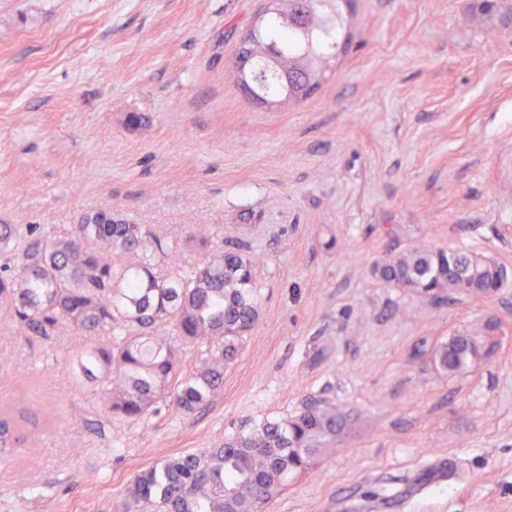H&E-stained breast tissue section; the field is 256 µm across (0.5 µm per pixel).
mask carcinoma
Segmentation results:
<instances>
[{"label": "carcinoma", "instance_id": "obj_1", "mask_svg": "<svg viewBox=\"0 0 512 512\" xmlns=\"http://www.w3.org/2000/svg\"><path fill=\"white\" fill-rule=\"evenodd\" d=\"M307 16L303 31L274 14L252 45L254 70L270 99L298 101L319 85L336 50L348 46L343 24L326 21L323 0H285ZM281 70L263 71L261 56ZM208 249L203 262L177 257L178 243L110 212L82 214L77 223L38 232L0 224V314L45 339L68 326L105 343H91L64 370L76 384L101 387L109 417L144 420L165 403L181 415L202 409L224 385L247 333L260 317L253 260L193 234ZM387 284L433 299L492 296L509 280L507 268L463 248L423 244L375 267ZM199 351L186 363L169 332ZM481 346L469 336L439 343L432 359L458 375L475 366ZM344 416L318 399L286 418H264L215 448L174 456L141 470L125 488L122 512H265L288 479L329 451ZM19 424L0 413V456L19 450Z\"/></svg>", "mask_w": 512, "mask_h": 512}]
</instances>
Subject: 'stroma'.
I'll return each instance as SVG.
<instances>
[{
	"instance_id": "35a3bbf8",
	"label": "stroma",
	"mask_w": 512,
	"mask_h": 512,
	"mask_svg": "<svg viewBox=\"0 0 512 512\" xmlns=\"http://www.w3.org/2000/svg\"><path fill=\"white\" fill-rule=\"evenodd\" d=\"M263 0H0V224L114 211L256 259L260 317L198 414L168 405L102 435L63 371L90 343L0 321V406L24 443L0 512H118L129 479L309 399L347 424L267 512H512V345L444 374L432 347L512 330V284L434 302L383 282L421 242L512 270V11L356 0L352 33L299 102L231 72ZM142 114L141 126L127 116Z\"/></svg>"
}]
</instances>
